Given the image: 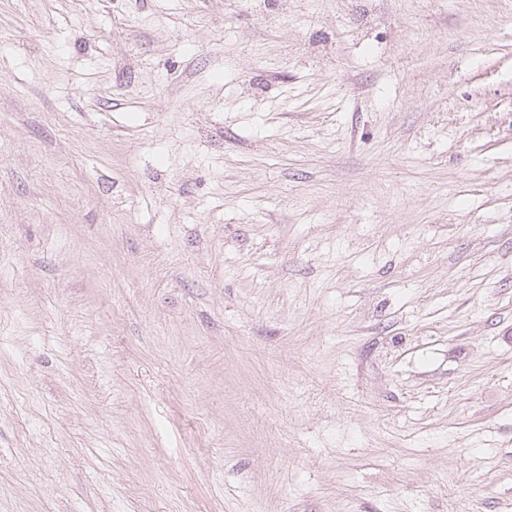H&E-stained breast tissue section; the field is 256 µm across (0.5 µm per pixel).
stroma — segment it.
<instances>
[{"label":"stroma","instance_id":"1","mask_svg":"<svg viewBox=\"0 0 512 512\" xmlns=\"http://www.w3.org/2000/svg\"><path fill=\"white\" fill-rule=\"evenodd\" d=\"M0 512H512V0H0Z\"/></svg>","mask_w":512,"mask_h":512}]
</instances>
